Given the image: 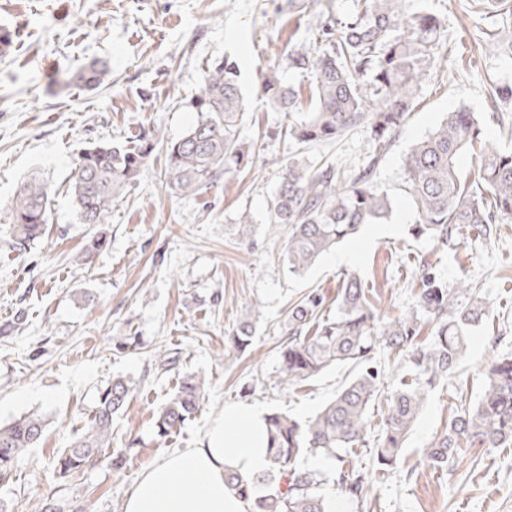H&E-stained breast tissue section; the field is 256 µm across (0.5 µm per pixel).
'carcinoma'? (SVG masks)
Listing matches in <instances>:
<instances>
[{
  "label": "carcinoma",
  "instance_id": "obj_1",
  "mask_svg": "<svg viewBox=\"0 0 512 512\" xmlns=\"http://www.w3.org/2000/svg\"><path fill=\"white\" fill-rule=\"evenodd\" d=\"M404 0H354L344 24L334 29L320 22L313 38L283 52L280 70L311 79L312 105L304 108L298 92L283 82L279 70L266 74L260 97L276 112L308 115L289 120L285 135L297 150L288 156L267 223L288 225L286 259L289 271L302 273L317 259L366 224H380L392 212V199L373 182V171L388 153L399 129L418 105L421 83L431 65L444 56L448 39L442 22L419 9L403 8ZM483 40L512 58V41L485 31ZM108 70L92 61L74 75L89 88L100 86ZM248 101L239 83L235 60H215L193 101L199 119L177 141L166 142L167 186L180 196H197L221 176L249 162L255 151L240 139V122ZM370 131L369 163L349 173L309 153L338 141L350 129ZM157 129L142 132L132 144L102 142L82 151L76 160L71 194L82 224H102L113 204L143 172L157 145ZM469 155L477 179L463 177L460 161ZM405 192L414 219L409 235L446 245L470 229L488 237L491 225L512 219V151L486 142L479 119L463 108L448 113L432 133L415 142L404 162ZM12 237L24 249L49 222L48 192L33 177L12 200ZM486 298L463 282L454 288L422 273L415 308L386 321L377 314L364 284L356 277L343 284L336 316L316 320L319 299L302 300L288 314V343L281 351L280 383L293 388L323 369L351 363L358 372L313 417L297 420L286 414L265 416L269 466L250 480L224 473L225 483L250 505V512H330L320 492L326 474L300 462L303 455L322 453L336 462L335 481L351 498L360 497L366 474L345 471V455L366 443L368 408L378 396L381 378L371 366L377 354L395 353L409 364L404 380L387 399V411L374 448L380 471L397 467L406 436L427 393L448 379L464 359L469 328L482 322ZM257 320L251 309L239 320L230 343L238 351L252 341ZM432 324V338L418 341L420 326ZM205 379L188 375L175 396L156 413L161 438L169 436L199 406ZM130 397V387L115 379L99 395L87 432L56 457L63 473H77L99 460L110 439L113 417ZM45 429L44 419L30 414L0 426V475L9 471ZM490 452L512 446V355L496 360L485 373L480 399L456 405L448 424L424 449L423 463L442 470L460 459L462 445Z\"/></svg>",
  "mask_w": 512,
  "mask_h": 512
}]
</instances>
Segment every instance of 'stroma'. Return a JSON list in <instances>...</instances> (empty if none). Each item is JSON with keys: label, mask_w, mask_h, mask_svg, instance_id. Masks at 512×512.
Listing matches in <instances>:
<instances>
[{"label": "stroma", "mask_w": 512, "mask_h": 512, "mask_svg": "<svg viewBox=\"0 0 512 512\" xmlns=\"http://www.w3.org/2000/svg\"><path fill=\"white\" fill-rule=\"evenodd\" d=\"M448 28V58L436 65L420 92V105L396 135L373 180L393 198L395 234L363 226L301 274L284 257L288 227L265 223L293 146L281 131L284 113L270 109L257 90L288 46L305 42L312 24L342 20L352 0H0V25L20 27L17 48L0 55V425L37 413L46 428L10 476L0 479V500L10 512H33L53 497L67 512H124L145 468L177 448L201 447L227 406L247 403L263 413L305 420L351 377L333 366L297 387L281 389V348L291 305L309 294L323 298V316L336 315L343 279H362L369 298L394 319L417 303L422 270L456 285L465 282L489 300V315L470 338L467 357L428 394L407 435L403 462L376 471L371 449L386 408L384 395L399 386L405 366L378 356L383 394L370 405L365 447L346 466L367 472L359 498L334 482L322 493L332 512H512V447L485 453L462 450L443 471L421 467L424 448L443 431L457 397L479 400L483 373L512 353V221L483 241L443 246L408 234L413 220L403 191L404 159L448 111L466 108L482 122L492 145L512 149V115L501 118L490 80L512 84V58L480 44V32L498 29L512 40V20L495 9L466 13L465 0H424ZM232 56L249 96L241 137L262 148L244 170L189 198L169 192L165 151L156 148L144 172L113 207L103 226L105 248L83 258L95 233L79 223L68 192L79 153L91 143L132 141L158 128L164 140L181 138L199 118L191 106L213 60ZM92 60L103 61L104 85L87 91L66 79ZM372 152L366 127L314 152V160L365 162ZM48 187L51 217L26 249L13 245L6 205L31 177ZM253 216L240 221L241 213ZM359 246L351 264L337 252ZM260 310L251 346L228 344L249 306ZM135 336L125 353L115 344ZM176 363L161 368L163 351ZM206 379L193 418L169 437H157L153 419L185 375ZM132 395L112 421L113 447L126 451L122 469L106 461L60 477L54 459L90 426L98 394L114 378Z\"/></svg>", "instance_id": "stroma-1"}]
</instances>
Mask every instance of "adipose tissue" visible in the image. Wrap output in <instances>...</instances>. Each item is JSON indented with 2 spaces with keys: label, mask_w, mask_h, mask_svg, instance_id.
Masks as SVG:
<instances>
[{
  "label": "adipose tissue",
  "mask_w": 512,
  "mask_h": 512,
  "mask_svg": "<svg viewBox=\"0 0 512 512\" xmlns=\"http://www.w3.org/2000/svg\"><path fill=\"white\" fill-rule=\"evenodd\" d=\"M267 446L257 407H226L202 447L175 451L143 472L124 512H248V503L226 485L224 472L232 469L248 479L265 471Z\"/></svg>",
  "instance_id": "adipose-tissue-1"
}]
</instances>
